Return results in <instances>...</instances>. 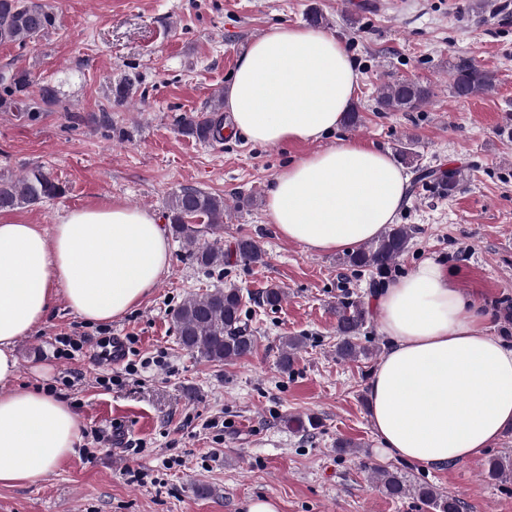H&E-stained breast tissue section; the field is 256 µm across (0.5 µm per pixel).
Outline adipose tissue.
Instances as JSON below:
<instances>
[{"mask_svg":"<svg viewBox=\"0 0 512 512\" xmlns=\"http://www.w3.org/2000/svg\"><path fill=\"white\" fill-rule=\"evenodd\" d=\"M358 84L333 32L280 24L250 42L224 108L252 143L315 142L340 126ZM407 182L387 150L342 141L278 172L267 212L279 237L309 251L350 250L394 223ZM169 266L155 213L122 202L67 211L49 231L0 224V485L42 482L73 454L81 428L64 399L16 386L17 340L59 302L88 323L121 318ZM376 303L389 345L367 395L382 447L424 465L481 457L512 428V346L431 258Z\"/></svg>","mask_w":512,"mask_h":512,"instance_id":"1","label":"adipose tissue"}]
</instances>
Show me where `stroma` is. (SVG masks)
I'll return each instance as SVG.
<instances>
[{
	"mask_svg": "<svg viewBox=\"0 0 512 512\" xmlns=\"http://www.w3.org/2000/svg\"><path fill=\"white\" fill-rule=\"evenodd\" d=\"M56 24L35 43L0 44V71L29 69L54 86L58 106L27 117L0 112V171L42 166L63 196L0 211L1 224L51 228L64 212L119 200L167 220L174 191L224 198L220 238L254 239L261 265L233 260L207 274L170 238L168 273L120 319L80 320L65 305L16 345L18 385L51 390L81 417L74 454L34 486H0V512H241L250 497L280 512H430L414 494L387 495L375 472L452 494L465 512H512V476L489 480L488 461L512 459V430L482 458L438 468L391 457L371 427L366 387L386 345L375 296L429 257L481 306L492 335L512 343V0H50ZM344 43L360 81L352 105L362 122L318 142L260 146L233 134L201 142L181 117L210 110L246 46L277 24H308L310 9ZM472 62L494 87L458 98L451 72ZM134 83L128 104L111 89ZM412 80L434 95L412 111L378 109L386 83ZM351 139L389 150L410 141L416 167L457 169L448 196L408 188L398 223L409 249L377 274L278 237L265 208L270 181L288 162ZM282 288L279 308L259 304ZM249 298L254 351L224 363L196 359L178 341L172 313L205 290ZM367 312L365 356L336 355L337 305ZM83 348L58 356V339ZM303 344L280 363L285 338ZM126 353L113 360L112 343ZM108 384H99V377ZM318 421L312 433L297 419Z\"/></svg>",
	"mask_w": 512,
	"mask_h": 512,
	"instance_id": "stroma-1",
	"label": "stroma"
}]
</instances>
